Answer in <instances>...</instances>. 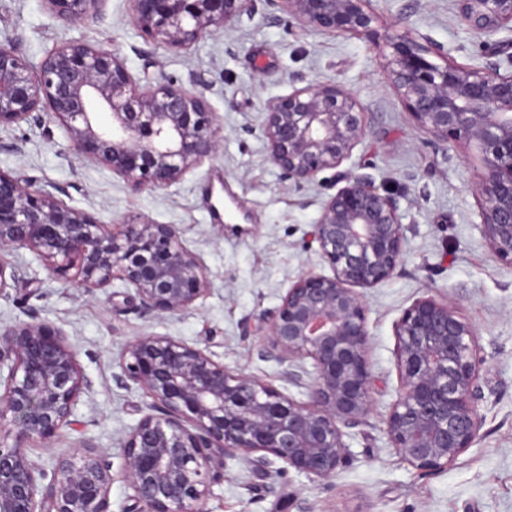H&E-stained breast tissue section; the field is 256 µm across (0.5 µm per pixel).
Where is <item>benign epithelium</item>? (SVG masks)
Returning <instances> with one entry per match:
<instances>
[{
    "instance_id": "benign-epithelium-1",
    "label": "benign epithelium",
    "mask_w": 512,
    "mask_h": 512,
    "mask_svg": "<svg viewBox=\"0 0 512 512\" xmlns=\"http://www.w3.org/2000/svg\"><path fill=\"white\" fill-rule=\"evenodd\" d=\"M64 26L102 19L104 0H44ZM251 0H129L134 27L150 41L186 51L204 36L231 31ZM487 62L463 67L423 35L378 41L370 0H271L299 25L354 35L390 48V89L437 140L474 142L483 171L473 184L491 253L512 264V0H455ZM110 115L102 122L101 114ZM57 122L72 149L121 176L131 189L168 188L211 160L221 137L197 82L164 77L140 84L103 44L70 40L31 65L12 39L0 40V127ZM269 158L301 190L348 160L368 132L365 109L335 82L307 83L267 102L260 125ZM322 204L312 232L330 275L300 277L274 311L260 315L264 354L285 379L306 385L297 401L257 377L231 370L207 348L143 334L121 354L118 384L150 399L123 443V467L86 440L47 470L26 448L74 424L91 386L64 334L31 320L0 327V512H112L121 478L123 512H203L224 483V462L239 458L260 476L276 459L316 482L346 458L345 429L371 411L370 334L363 290L389 280L404 257L396 198L363 175ZM36 254L54 275L93 296L116 280L135 291L141 314L174 316L211 290L201 257L174 224L113 227L71 207L36 182L0 171V292L16 279L7 255ZM400 387L385 433L420 471L451 465L479 436L484 398L478 335L452 299L422 298L395 325ZM311 361L308 373L304 361Z\"/></svg>"
}]
</instances>
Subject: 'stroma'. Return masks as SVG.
Returning a JSON list of instances; mask_svg holds the SVG:
<instances>
[{"instance_id": "35a3bbf8", "label": "stroma", "mask_w": 512, "mask_h": 512, "mask_svg": "<svg viewBox=\"0 0 512 512\" xmlns=\"http://www.w3.org/2000/svg\"><path fill=\"white\" fill-rule=\"evenodd\" d=\"M407 2L371 0L381 36L412 29L442 43L458 64H485L454 0H420L409 13ZM103 13L101 21L65 27L43 0H0V39H18L34 65L80 38L111 44L140 80L202 81L221 127V151L177 185L135 191L109 168L74 153L58 123H23L0 130V171L61 188L64 203L106 224L178 225L203 259L212 290L184 314L152 319L139 313L134 290L121 282L92 298L52 275L34 253L16 251L17 278L0 292V326L37 315L65 334L92 383L75 407L76 426L50 445L30 443L29 457L45 466L87 438L121 468L122 440L147 399L117 383L119 358L145 333L208 347L225 366L306 400L305 388L285 381L282 366L263 356L258 330L260 315L275 310L300 276L331 272L309 244L322 201L338 190L331 172L304 190L289 188L260 132L265 102L291 92L299 77L336 82L357 96L370 128L343 167L392 192L405 227L402 264L365 291L372 408L348 429L346 460L330 481L315 483L293 469L264 479L229 459L204 512H512V264L492 255L479 224L471 186L481 172L480 151L438 141L421 127L389 88L386 57L367 42L300 26L269 0H252L251 15L234 31L207 35L181 52L139 34L128 0H104ZM428 296L453 298L478 333L484 422L454 464L424 473L392 448L384 418L399 387L394 326Z\"/></svg>"}]
</instances>
